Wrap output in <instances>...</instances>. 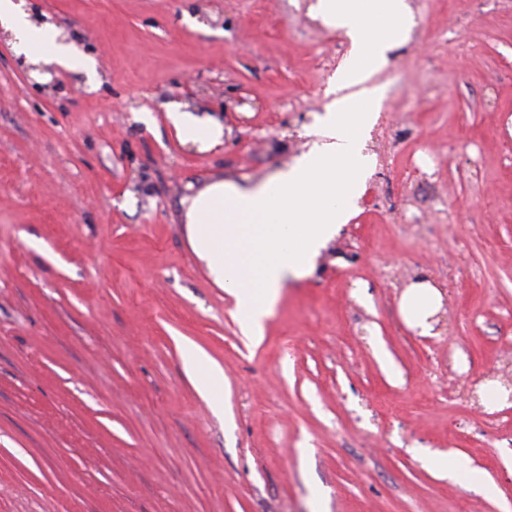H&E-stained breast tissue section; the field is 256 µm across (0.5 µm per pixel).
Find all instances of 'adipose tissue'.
I'll return each mask as SVG.
<instances>
[{
  "label": "adipose tissue",
  "instance_id": "obj_1",
  "mask_svg": "<svg viewBox=\"0 0 512 512\" xmlns=\"http://www.w3.org/2000/svg\"><path fill=\"white\" fill-rule=\"evenodd\" d=\"M313 14L351 45L334 77L337 95L319 118L318 141L259 182L219 179L181 201L191 246L213 282L233 297L241 332L251 341L262 336L288 278L310 273L337 225L352 217L371 175L373 157L365 145L382 101L381 89L368 81L413 24L405 0H317ZM0 26L30 62L94 69L91 58L74 53L55 26L31 17L17 0H0ZM169 117L181 143L210 150L224 141L217 120L177 107ZM440 307V292L425 279L400 298L405 323L425 334Z\"/></svg>",
  "mask_w": 512,
  "mask_h": 512
}]
</instances>
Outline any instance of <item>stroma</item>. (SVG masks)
Instances as JSON below:
<instances>
[{
	"instance_id": "1",
	"label": "stroma",
	"mask_w": 512,
	"mask_h": 512,
	"mask_svg": "<svg viewBox=\"0 0 512 512\" xmlns=\"http://www.w3.org/2000/svg\"><path fill=\"white\" fill-rule=\"evenodd\" d=\"M25 2L99 81L38 80L0 28V512H512V396H478L512 392V0H407L366 189L254 343L180 200L306 152L348 41L314 0ZM174 104L223 146L181 144ZM419 277L429 335L399 312ZM441 294L426 279L409 285L400 298V312L405 323L413 329L429 334L433 329L434 316L441 307ZM184 361L186 368L197 378L199 393L211 399L216 406L221 408L222 401L218 397L224 390V371L212 365L207 357L197 350H190ZM431 465L443 475L448 476L468 490H473L484 496H490L492 492L489 483L485 481L484 477L468 465L455 463L448 466V459L431 461Z\"/></svg>"
}]
</instances>
